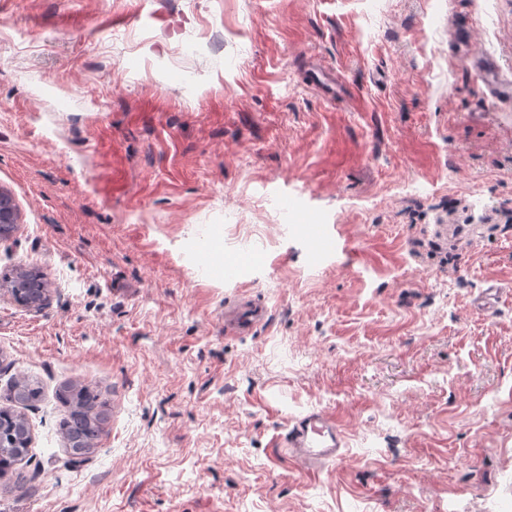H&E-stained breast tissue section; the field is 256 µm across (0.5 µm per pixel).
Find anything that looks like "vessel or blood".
I'll return each mask as SVG.
<instances>
[{
  "instance_id": "1",
  "label": "vessel or blood",
  "mask_w": 512,
  "mask_h": 512,
  "mask_svg": "<svg viewBox=\"0 0 512 512\" xmlns=\"http://www.w3.org/2000/svg\"><path fill=\"white\" fill-rule=\"evenodd\" d=\"M264 319L265 310L261 305L241 300L234 308L225 310L224 333L228 336L246 334ZM342 438V424L335 415L313 412L289 424L283 446L299 463L310 467L336 459Z\"/></svg>"
}]
</instances>
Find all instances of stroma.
<instances>
[{
  "instance_id": "obj_1",
  "label": "stroma",
  "mask_w": 512,
  "mask_h": 512,
  "mask_svg": "<svg viewBox=\"0 0 512 512\" xmlns=\"http://www.w3.org/2000/svg\"><path fill=\"white\" fill-rule=\"evenodd\" d=\"M478 55L512 83V0H0V276L48 284L0 292V397L43 387L0 512H512V100ZM67 382L108 414L76 462ZM315 411L344 441L311 472L279 441ZM265 309L249 299H242L233 309L224 311V333L239 336L250 332L264 321Z\"/></svg>"
}]
</instances>
